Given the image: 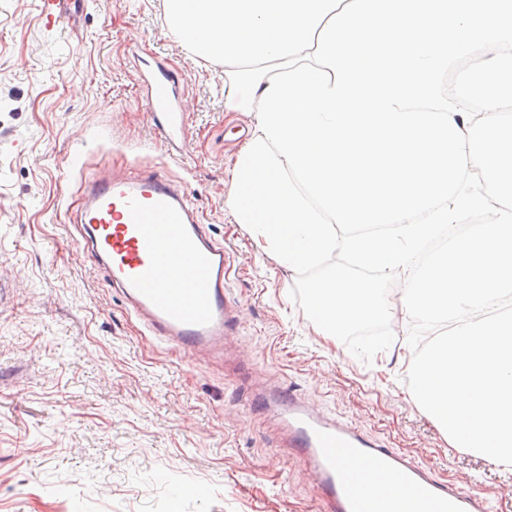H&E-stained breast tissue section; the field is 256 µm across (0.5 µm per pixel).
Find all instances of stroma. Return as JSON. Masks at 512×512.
Instances as JSON below:
<instances>
[{"instance_id":"stroma-1","label":"stroma","mask_w":512,"mask_h":512,"mask_svg":"<svg viewBox=\"0 0 512 512\" xmlns=\"http://www.w3.org/2000/svg\"><path fill=\"white\" fill-rule=\"evenodd\" d=\"M173 71L185 113L170 158L146 103V63ZM224 109V66L194 55L164 0H84L46 25L0 0V512H320L305 464L253 399L281 384L512 512V468L449 445L411 399L403 290L394 341L371 363L317 336L296 277L262 254L224 199L253 130ZM180 182L231 256L243 325L196 360L150 336L73 240L84 170Z\"/></svg>"}]
</instances>
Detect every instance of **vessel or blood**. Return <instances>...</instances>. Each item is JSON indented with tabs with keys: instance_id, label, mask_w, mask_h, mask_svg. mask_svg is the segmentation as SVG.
<instances>
[{
	"instance_id": "obj_1",
	"label": "vessel or blood",
	"mask_w": 512,
	"mask_h": 512,
	"mask_svg": "<svg viewBox=\"0 0 512 512\" xmlns=\"http://www.w3.org/2000/svg\"><path fill=\"white\" fill-rule=\"evenodd\" d=\"M78 4L40 0L52 25L74 20ZM175 87L167 71H152L149 109L174 147L184 124ZM79 193L77 242L104 264L144 328L192 355L223 353L225 339L240 328L229 310V255L184 191L150 171L100 174L81 182ZM257 399L276 412L289 448L308 462L323 512H401L404 486L415 493V512H490L483 495L438 479L426 465L283 387L265 388Z\"/></svg>"
}]
</instances>
